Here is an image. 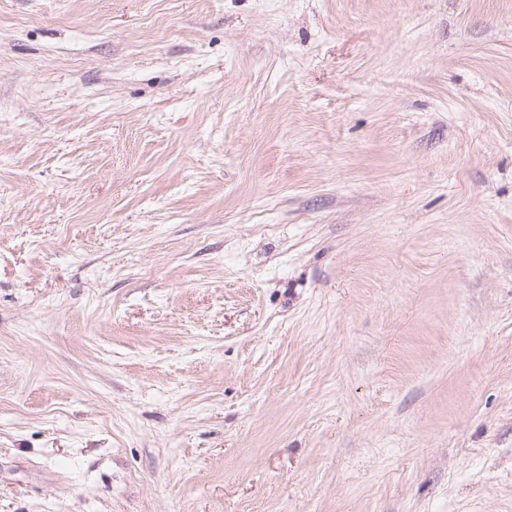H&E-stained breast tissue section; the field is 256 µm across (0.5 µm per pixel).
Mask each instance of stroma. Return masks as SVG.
Segmentation results:
<instances>
[{"instance_id": "obj_1", "label": "stroma", "mask_w": 512, "mask_h": 512, "mask_svg": "<svg viewBox=\"0 0 512 512\" xmlns=\"http://www.w3.org/2000/svg\"><path fill=\"white\" fill-rule=\"evenodd\" d=\"M0 512H512V0H0Z\"/></svg>"}]
</instances>
